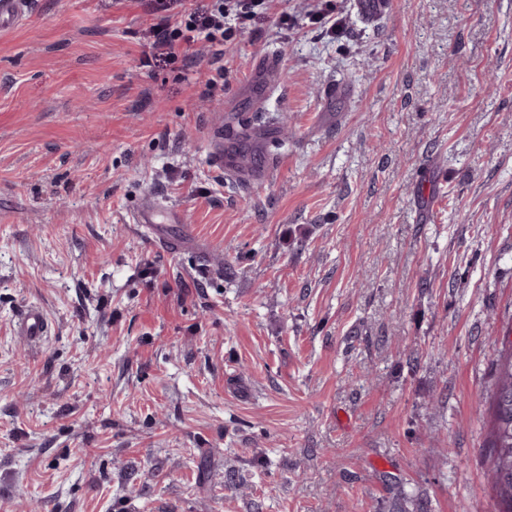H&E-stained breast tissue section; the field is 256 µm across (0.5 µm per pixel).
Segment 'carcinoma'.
<instances>
[{
	"mask_svg": "<svg viewBox=\"0 0 512 512\" xmlns=\"http://www.w3.org/2000/svg\"><path fill=\"white\" fill-rule=\"evenodd\" d=\"M488 411L490 488L498 512H512V346L502 349L496 360Z\"/></svg>",
	"mask_w": 512,
	"mask_h": 512,
	"instance_id": "1",
	"label": "carcinoma"
}]
</instances>
